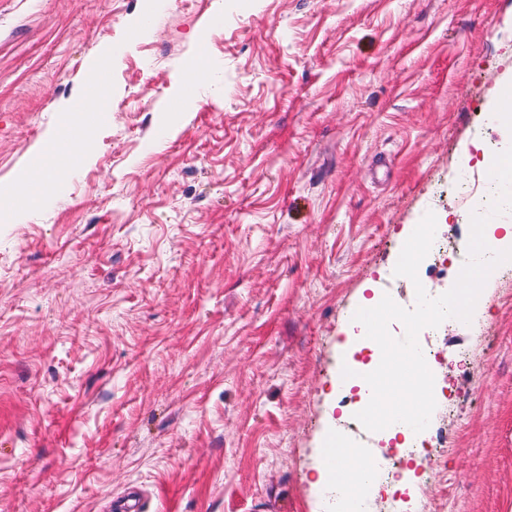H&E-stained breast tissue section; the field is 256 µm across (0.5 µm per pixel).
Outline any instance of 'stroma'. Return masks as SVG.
<instances>
[{
    "label": "stroma",
    "mask_w": 512,
    "mask_h": 512,
    "mask_svg": "<svg viewBox=\"0 0 512 512\" xmlns=\"http://www.w3.org/2000/svg\"><path fill=\"white\" fill-rule=\"evenodd\" d=\"M0 0V190L92 132L35 210L0 222V512H321L345 332L367 287L414 308L455 283L504 144L512 0ZM115 46L107 112L74 121ZM205 57L196 91L186 68ZM448 270L395 275L426 212ZM480 332L431 365L433 494L399 512H512V262Z\"/></svg>",
    "instance_id": "35a3bbf8"
}]
</instances>
